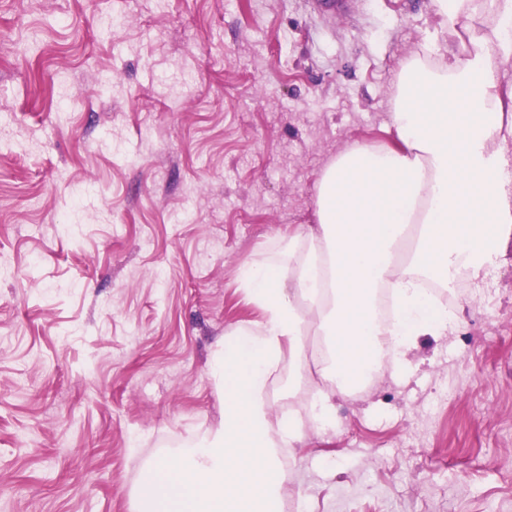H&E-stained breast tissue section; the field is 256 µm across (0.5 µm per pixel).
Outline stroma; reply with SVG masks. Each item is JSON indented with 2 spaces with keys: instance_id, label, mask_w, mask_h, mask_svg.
Returning <instances> with one entry per match:
<instances>
[{
  "instance_id": "35a3bbf8",
  "label": "stroma",
  "mask_w": 512,
  "mask_h": 512,
  "mask_svg": "<svg viewBox=\"0 0 512 512\" xmlns=\"http://www.w3.org/2000/svg\"><path fill=\"white\" fill-rule=\"evenodd\" d=\"M433 0H0V512H133L143 466L217 425L215 340L261 320L243 263L288 257L316 182L393 145L397 74L498 34ZM121 14L111 35L99 11ZM192 84L178 83L180 75ZM28 145L12 152L17 129ZM495 285L421 336L409 372L336 398L292 456L283 512H512V230ZM273 384L270 418L321 383ZM465 1L468 0H452L451 2L454 3L449 5L447 0H435V4L442 15L444 22L446 26H448V31L452 33H457L459 27H465L461 24L460 20L461 7Z\"/></svg>"
}]
</instances>
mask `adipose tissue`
Segmentation results:
<instances>
[{
  "instance_id": "1",
  "label": "adipose tissue",
  "mask_w": 512,
  "mask_h": 512,
  "mask_svg": "<svg viewBox=\"0 0 512 512\" xmlns=\"http://www.w3.org/2000/svg\"><path fill=\"white\" fill-rule=\"evenodd\" d=\"M511 59L512 39L498 37L465 58L402 64L390 111L397 146L339 153L316 183L317 221L299 238L300 256L242 266L240 286L262 319L212 346L208 372L224 419L143 468L135 512H280L281 450L303 444L308 429H332L337 395L366 389L386 368L406 375L416 337L453 326L421 283L463 271L482 278L512 224V179L493 150L512 138V87L497 76ZM384 290L389 327L378 312ZM311 334L326 348L325 384L305 414L271 422L269 387L286 356L289 388L307 382Z\"/></svg>"
}]
</instances>
